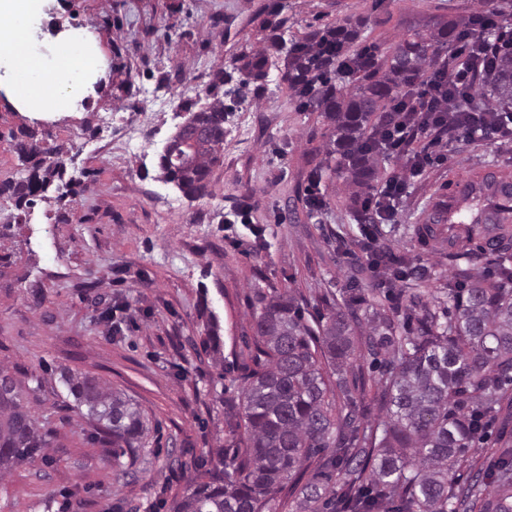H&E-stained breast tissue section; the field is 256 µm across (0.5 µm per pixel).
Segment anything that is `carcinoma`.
<instances>
[{"label":"carcinoma","instance_id":"carcinoma-1","mask_svg":"<svg viewBox=\"0 0 512 512\" xmlns=\"http://www.w3.org/2000/svg\"><path fill=\"white\" fill-rule=\"evenodd\" d=\"M480 27L477 16L408 30L366 69L361 62L381 52L372 43L360 54L350 48L362 40L361 25L325 27L303 41L273 37L286 53L288 88L328 114L334 122L329 155L355 200L372 188L380 158L386 155L374 117L420 82L427 66L450 47L467 45ZM264 53L249 57L237 71L240 84L267 81ZM486 104L512 106V54L501 58L481 89ZM204 131L195 142L174 134L158 157L160 179L187 197L208 193L212 167L224 145V101L194 113ZM36 174L11 186L18 202L32 205L47 191ZM452 204L437 203L425 215L420 234L446 221ZM479 240L496 256L495 271L474 276L464 266L448 284V314L427 309L411 334L405 321L421 295L392 308L388 316L367 300L346 298L343 305L309 322L288 294L262 296L252 312L256 369L242 390L245 454L224 464L197 463V477L169 512H263L266 502L288 489L302 495L308 512H448L455 499L480 512H512V448L500 452L494 468L478 470L467 486L454 489L465 451L501 410L504 386L512 379V203L497 207L484 221L448 225V258H469ZM389 287L421 277L404 256L374 257ZM371 313L362 345L381 362L380 401L386 420L374 425L366 409L326 367H341L353 351L358 311ZM68 393L96 421L103 439L134 448L147 430L137 406L92 379L66 377ZM50 447L27 405L23 386L0 365V477L22 463L34 464ZM336 476L330 487L304 480L307 465Z\"/></svg>","mask_w":512,"mask_h":512}]
</instances>
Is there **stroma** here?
Here are the masks:
<instances>
[{
  "label": "stroma",
  "mask_w": 512,
  "mask_h": 512,
  "mask_svg": "<svg viewBox=\"0 0 512 512\" xmlns=\"http://www.w3.org/2000/svg\"><path fill=\"white\" fill-rule=\"evenodd\" d=\"M478 0H37L35 25L47 44L92 34L103 73L80 112H24L0 92V183L44 173L21 157L27 136L62 147L63 179L32 207L0 196V364L19 379L51 446L0 481V512H157L183 495L199 460L239 440L237 407L250 362L251 311L259 295L284 291L309 308L358 284L382 311L391 303L361 249L364 225L377 249L405 254L425 270L426 299L446 297L455 277L448 235L419 240L424 211L447 200L450 181L486 171L512 174V140L462 135L439 142L436 159L389 212L355 213L326 162L330 126L271 74L245 89L225 124L221 161L208 195L188 198L159 181L158 154L185 114L228 87L222 72L265 51L272 22L286 38L358 19L381 48L410 27L459 21ZM253 195L246 224L226 215ZM262 229L254 237V229ZM220 324L223 365L202 347L209 316ZM73 372L136 403L147 432L129 450L102 444L95 422L62 381ZM353 397L381 391L362 345L344 366ZM512 426L491 419L465 453L461 479L493 467Z\"/></svg>",
  "instance_id": "obj_1"
}]
</instances>
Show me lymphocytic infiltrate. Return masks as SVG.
<instances>
[{
	"instance_id": "1",
	"label": "lymphocytic infiltrate",
	"mask_w": 512,
	"mask_h": 512,
	"mask_svg": "<svg viewBox=\"0 0 512 512\" xmlns=\"http://www.w3.org/2000/svg\"><path fill=\"white\" fill-rule=\"evenodd\" d=\"M496 2L482 0L479 14L486 22L487 32L470 37L463 62L451 68L444 60L434 61L426 68L418 89L386 108L379 130L391 151H400L408 140L428 138L437 130L488 139L512 137V115L492 111L487 105L473 112L450 96L451 91L457 90L473 97L478 76L493 73L499 57L512 51V30L499 29L496 24Z\"/></svg>"
}]
</instances>
